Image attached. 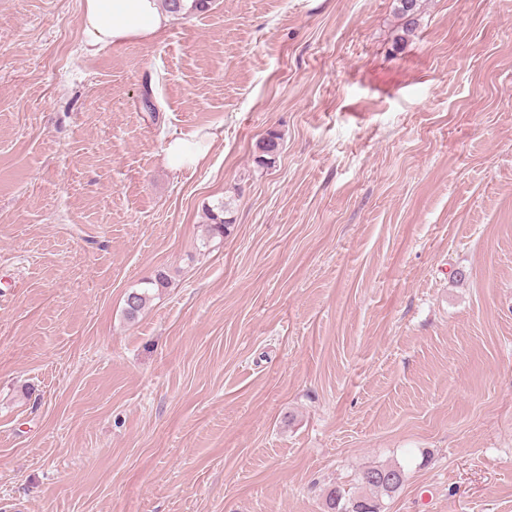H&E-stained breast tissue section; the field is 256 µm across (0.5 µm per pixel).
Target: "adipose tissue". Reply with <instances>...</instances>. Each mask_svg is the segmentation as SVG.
Returning <instances> with one entry per match:
<instances>
[{
  "label": "adipose tissue",
  "instance_id": "ef3b65f1",
  "mask_svg": "<svg viewBox=\"0 0 512 512\" xmlns=\"http://www.w3.org/2000/svg\"><path fill=\"white\" fill-rule=\"evenodd\" d=\"M170 21L157 0H82L85 50L122 47L156 37Z\"/></svg>",
  "mask_w": 512,
  "mask_h": 512
}]
</instances>
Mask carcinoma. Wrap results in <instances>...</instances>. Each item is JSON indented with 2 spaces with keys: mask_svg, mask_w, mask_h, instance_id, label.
Masks as SVG:
<instances>
[{
  "mask_svg": "<svg viewBox=\"0 0 512 512\" xmlns=\"http://www.w3.org/2000/svg\"><path fill=\"white\" fill-rule=\"evenodd\" d=\"M165 11L175 15H189L204 12L211 0H161ZM418 0H398V12L406 19V30L410 31L416 25L412 16L418 11ZM258 149L257 162L260 165H271L280 150V136L274 132L256 143ZM232 203L222 200L204 209L205 220L200 246L210 247L216 238H222L230 233L233 225ZM169 275L160 270L154 278L144 282L140 288H132L126 294L125 316L128 320L138 318L154 297V291L169 285ZM404 482V471L397 466H373L363 470L358 476V485L364 493L357 496H346L339 490L331 489L325 497L327 512H382L380 498L390 497L396 493Z\"/></svg>",
  "mask_w": 512,
  "mask_h": 512,
  "instance_id": "cac0c4a2",
  "label": "carcinoma"
}]
</instances>
